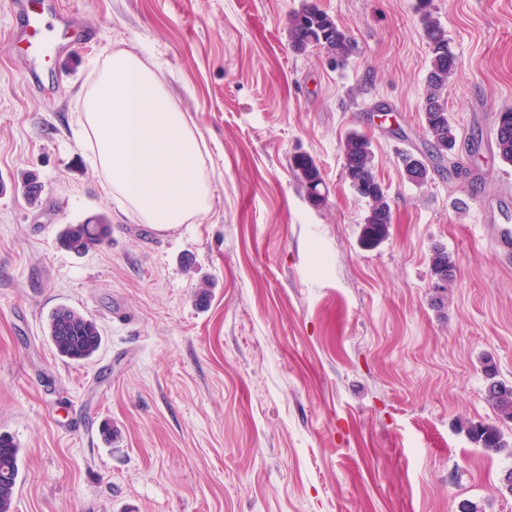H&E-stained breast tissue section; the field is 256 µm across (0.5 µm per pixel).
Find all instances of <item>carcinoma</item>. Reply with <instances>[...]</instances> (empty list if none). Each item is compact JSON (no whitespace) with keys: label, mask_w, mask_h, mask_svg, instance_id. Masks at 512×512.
I'll list each match as a JSON object with an SVG mask.
<instances>
[{"label":"carcinoma","mask_w":512,"mask_h":512,"mask_svg":"<svg viewBox=\"0 0 512 512\" xmlns=\"http://www.w3.org/2000/svg\"><path fill=\"white\" fill-rule=\"evenodd\" d=\"M430 0H421L423 31L431 53L430 68L426 76V95L423 107L425 131L434 141L433 159L443 161L448 152L455 149L457 135L451 124L448 110L442 99L448 79L456 68V58L448 49L444 28L429 11ZM289 39L293 50L304 52L320 46L324 52L336 56V64L344 63L350 56L351 40L332 16L312 2L288 17ZM495 146L500 160L512 165V108H505L495 117ZM344 175L360 198L367 203L364 220L373 236L380 235L390 223V204L386 189L373 172V154L367 137L353 132L343 143ZM403 163L409 180L423 184L429 175V165L411 153L403 154ZM309 195L315 202L322 200L319 186L320 174L315 165L307 160L298 163ZM112 224L104 214L97 215L84 224H69L63 232L64 246L75 253H84L102 245L111 238ZM434 275L453 276L454 266L448 254L437 250L431 257ZM48 338L57 355L65 360L80 362L91 359L100 349L102 334L97 323L81 312L61 305L48 322ZM496 367L485 365L490 382L485 388L487 402L500 422H512V390L500 393L499 382L493 380ZM472 442L492 451L508 448L499 427L495 424L465 423ZM20 449L13 439L0 434V512H13L17 479L19 476Z\"/></svg>","instance_id":"carcinoma-1"}]
</instances>
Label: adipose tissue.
Listing matches in <instances>:
<instances>
[{
    "label": "adipose tissue",
    "mask_w": 512,
    "mask_h": 512,
    "mask_svg": "<svg viewBox=\"0 0 512 512\" xmlns=\"http://www.w3.org/2000/svg\"><path fill=\"white\" fill-rule=\"evenodd\" d=\"M80 125L107 194L160 229L210 208L198 133L137 55L109 56L83 102Z\"/></svg>",
    "instance_id": "1"
}]
</instances>
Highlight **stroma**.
<instances>
[{"instance_id":"1","label":"stroma","mask_w":512,"mask_h":512,"mask_svg":"<svg viewBox=\"0 0 512 512\" xmlns=\"http://www.w3.org/2000/svg\"><path fill=\"white\" fill-rule=\"evenodd\" d=\"M69 25L30 88L0 0V434L20 450L14 512H512V455L457 427L495 421L483 356L512 381V256L481 205L512 166L494 120L512 107V0H431L456 57L443 100L457 146L427 183L405 152L422 124L430 50L418 0H314L354 50L294 52L303 0H52ZM93 39L72 48L79 28ZM153 65L201 136V219L160 230L103 189L79 131L105 58ZM371 142L391 222L369 237L343 174ZM311 160L323 202L297 169ZM36 174L42 191L23 189ZM107 215L77 254L60 235ZM454 276L443 305L434 249ZM97 322L96 355L59 358L51 313ZM111 235L110 220L106 215L100 214L84 224L67 225L63 232V244L68 250L80 254L102 245Z\"/></svg>"}]
</instances>
